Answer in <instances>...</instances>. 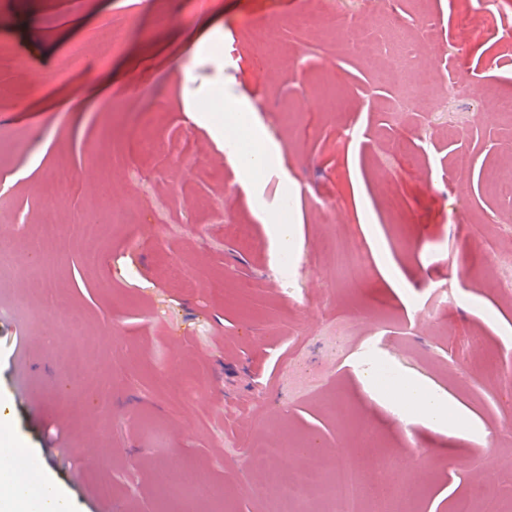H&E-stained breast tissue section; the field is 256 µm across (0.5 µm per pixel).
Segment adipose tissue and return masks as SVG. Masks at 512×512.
Returning a JSON list of instances; mask_svg holds the SVG:
<instances>
[{
	"label": "adipose tissue",
	"instance_id": "1",
	"mask_svg": "<svg viewBox=\"0 0 512 512\" xmlns=\"http://www.w3.org/2000/svg\"><path fill=\"white\" fill-rule=\"evenodd\" d=\"M212 94L222 96L229 123L220 124L208 111L205 97L189 94L185 110L198 125L207 127L237 169L241 183L259 186L280 156L279 145L266 132L257 107L248 99L237 97L216 82ZM382 392L398 404L397 417L408 424L422 422L426 427L451 435L465 434L469 420L447 396L435 389L403 379L385 384ZM66 502L42 470L26 465L15 466L0 461V512H65Z\"/></svg>",
	"mask_w": 512,
	"mask_h": 512
}]
</instances>
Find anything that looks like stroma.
I'll use <instances>...</instances> for the list:
<instances>
[{
    "instance_id": "35a3bbf8",
    "label": "stroma",
    "mask_w": 512,
    "mask_h": 512,
    "mask_svg": "<svg viewBox=\"0 0 512 512\" xmlns=\"http://www.w3.org/2000/svg\"><path fill=\"white\" fill-rule=\"evenodd\" d=\"M165 2L156 16L148 0H0L13 18L0 59L16 64L0 73V243L19 262L0 275L12 442L44 463L70 512H269L249 444L282 448L285 478L296 441L353 450L363 428L406 463L417 512L488 492L486 463L512 450V295L492 267L512 250V198L485 183L512 172V118L495 110L512 96V11L495 0ZM210 22L224 29L218 51H184ZM396 24L434 81L464 85L446 113L456 138L427 116L431 84L400 112L401 79L378 78ZM76 42L79 64L54 79ZM108 75L74 111L67 92ZM219 79L258 106L281 148L254 198L183 110L184 90ZM460 152L465 173L451 166ZM91 213L90 254L77 227ZM279 219L295 229L290 270ZM48 222L63 231L60 276L37 293ZM349 244L365 263L337 270L329 250ZM73 309L76 334L62 329ZM372 342L397 374L464 406L470 434L402 425L364 379ZM61 347L84 362L81 378L58 363ZM189 474L201 492L186 499Z\"/></svg>"
}]
</instances>
